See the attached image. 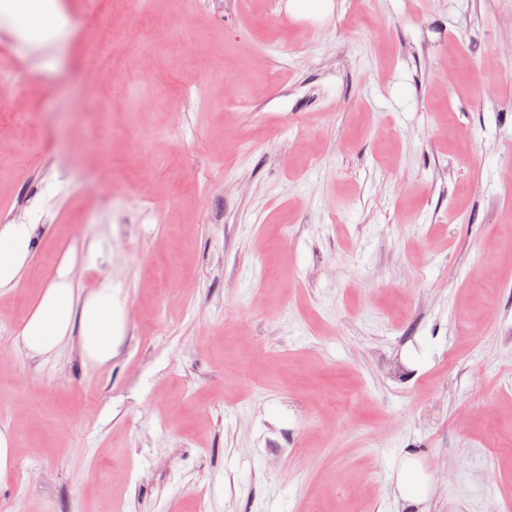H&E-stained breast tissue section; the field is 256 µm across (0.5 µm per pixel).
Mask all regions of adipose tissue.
Segmentation results:
<instances>
[{"instance_id": "obj_1", "label": "adipose tissue", "mask_w": 512, "mask_h": 512, "mask_svg": "<svg viewBox=\"0 0 512 512\" xmlns=\"http://www.w3.org/2000/svg\"><path fill=\"white\" fill-rule=\"evenodd\" d=\"M26 20L19 31L28 40L39 42L60 33L65 25L53 0H25ZM34 224H7L0 227V294L20 281L36 238ZM76 263L74 253H66L52 283L39 294L34 309L21 329L17 346L28 355L50 358L77 341L84 363L102 365L112 359L118 326L113 317L111 283L83 293L71 278ZM397 489L404 512L420 504L426 493L425 480L415 457L404 456L397 472Z\"/></svg>"}]
</instances>
